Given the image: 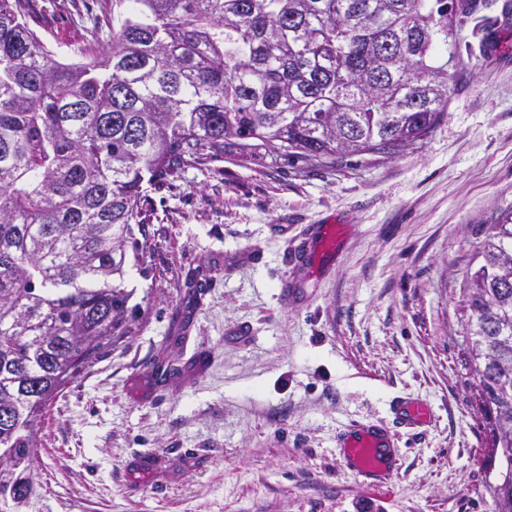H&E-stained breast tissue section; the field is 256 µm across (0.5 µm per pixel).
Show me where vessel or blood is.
I'll list each match as a JSON object with an SVG mask.
<instances>
[{"label": "vessel or blood", "mask_w": 512, "mask_h": 512, "mask_svg": "<svg viewBox=\"0 0 512 512\" xmlns=\"http://www.w3.org/2000/svg\"><path fill=\"white\" fill-rule=\"evenodd\" d=\"M309 238L324 253H334L335 225H311ZM392 411L397 424L407 428L424 426L430 420L429 408L409 399L395 401ZM338 445L345 464L358 475L371 478L373 490H382L393 482L396 468L390 450L395 445V434L390 429L354 422L341 432Z\"/></svg>", "instance_id": "vessel-or-blood-1"}]
</instances>
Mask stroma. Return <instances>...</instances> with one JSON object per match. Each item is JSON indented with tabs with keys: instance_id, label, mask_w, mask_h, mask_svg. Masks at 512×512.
<instances>
[{
	"instance_id": "35a3bbf8",
	"label": "stroma",
	"mask_w": 512,
	"mask_h": 512,
	"mask_svg": "<svg viewBox=\"0 0 512 512\" xmlns=\"http://www.w3.org/2000/svg\"><path fill=\"white\" fill-rule=\"evenodd\" d=\"M446 3L448 105L404 152L315 168L227 150L148 187L134 333L43 410L33 491L0 512H490L461 300L487 225L512 211V0ZM32 4L61 58L98 54L112 0ZM309 224L345 238L293 264ZM397 397L433 419L400 431L378 495L336 437L392 426Z\"/></svg>"
}]
</instances>
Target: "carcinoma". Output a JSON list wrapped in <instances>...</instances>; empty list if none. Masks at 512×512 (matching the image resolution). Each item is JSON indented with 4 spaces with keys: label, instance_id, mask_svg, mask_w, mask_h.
Segmentation results:
<instances>
[{
    "label": "carcinoma",
    "instance_id": "1",
    "mask_svg": "<svg viewBox=\"0 0 512 512\" xmlns=\"http://www.w3.org/2000/svg\"><path fill=\"white\" fill-rule=\"evenodd\" d=\"M429 0H112L87 61L58 58L29 0H0V497L33 483L30 437L63 383L132 333L127 250L144 185L231 148L320 167L397 154L447 106L450 35ZM462 293L464 350L512 512V214Z\"/></svg>",
    "mask_w": 512,
    "mask_h": 512
}]
</instances>
